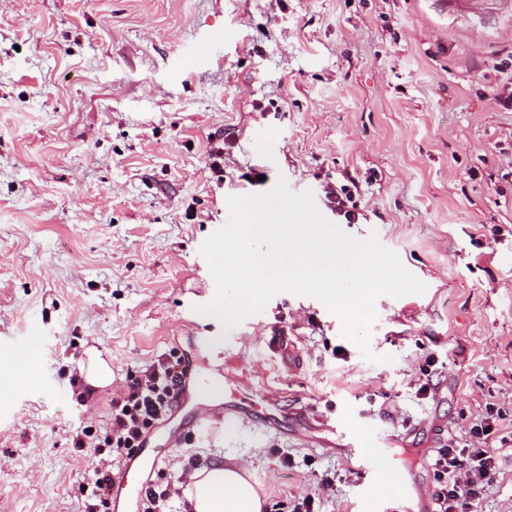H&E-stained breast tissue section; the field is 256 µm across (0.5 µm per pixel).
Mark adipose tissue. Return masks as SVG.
Returning <instances> with one entry per match:
<instances>
[{
    "label": "adipose tissue",
    "mask_w": 512,
    "mask_h": 512,
    "mask_svg": "<svg viewBox=\"0 0 512 512\" xmlns=\"http://www.w3.org/2000/svg\"><path fill=\"white\" fill-rule=\"evenodd\" d=\"M190 480L187 492L195 512H262L263 501L244 466L215 463Z\"/></svg>",
    "instance_id": "adipose-tissue-1"
}]
</instances>
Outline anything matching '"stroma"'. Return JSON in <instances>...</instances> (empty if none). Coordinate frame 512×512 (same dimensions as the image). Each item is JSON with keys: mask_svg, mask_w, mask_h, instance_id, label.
<instances>
[{"mask_svg": "<svg viewBox=\"0 0 512 512\" xmlns=\"http://www.w3.org/2000/svg\"><path fill=\"white\" fill-rule=\"evenodd\" d=\"M281 175L426 285L377 298L378 362L311 297L229 331L199 313L228 197ZM342 187L355 221L325 198ZM22 350L31 376L0 374V512H84L77 436L103 434L127 372L169 352L209 385L153 430L154 482L194 452L246 465L263 512L308 494L400 512L370 489L403 468L432 486L437 448L487 405L512 419V0H0V359ZM92 351L109 386L85 380ZM227 366L265 426L218 420L170 447L185 412H223ZM478 512H512V447Z\"/></svg>", "mask_w": 512, "mask_h": 512, "instance_id": "35a3bbf8", "label": "stroma"}]
</instances>
